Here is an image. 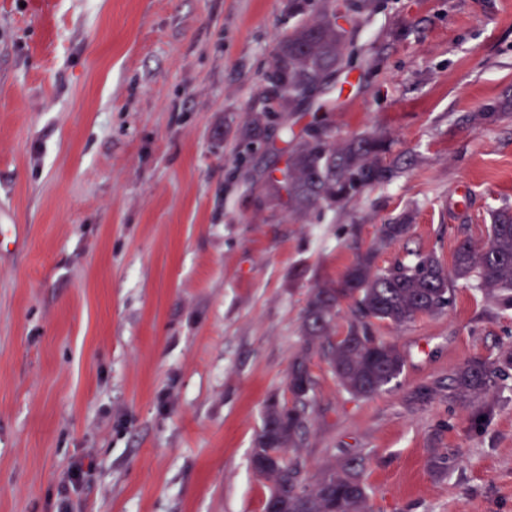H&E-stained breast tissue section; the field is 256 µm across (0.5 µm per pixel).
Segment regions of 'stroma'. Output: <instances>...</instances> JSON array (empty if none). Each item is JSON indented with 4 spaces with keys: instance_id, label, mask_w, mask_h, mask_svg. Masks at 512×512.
<instances>
[{
    "instance_id": "obj_1",
    "label": "stroma",
    "mask_w": 512,
    "mask_h": 512,
    "mask_svg": "<svg viewBox=\"0 0 512 512\" xmlns=\"http://www.w3.org/2000/svg\"><path fill=\"white\" fill-rule=\"evenodd\" d=\"M297 21L288 0H0V512H264L251 457L312 288L380 225L409 231L378 266H448L512 211V106L477 118L512 103V0H375L324 105L244 143ZM286 124L383 138L389 179L290 214L266 192ZM372 334L404 369L357 397L312 358L290 457L312 479L363 459L374 512H512V378L479 432L448 399L456 366L512 345V311L460 281L447 311Z\"/></svg>"
}]
</instances>
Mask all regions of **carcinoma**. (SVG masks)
Segmentation results:
<instances>
[{"instance_id":"obj_1","label":"carcinoma","mask_w":512,"mask_h":512,"mask_svg":"<svg viewBox=\"0 0 512 512\" xmlns=\"http://www.w3.org/2000/svg\"><path fill=\"white\" fill-rule=\"evenodd\" d=\"M328 0L318 5L317 15L297 24L280 40L271 69L255 100L257 111L248 114L242 139L261 132L268 114L275 111L278 91L288 93L283 112H300L316 88L342 68L348 36L327 15ZM285 178L288 210L306 214L322 204L334 206L383 182L390 174L384 161L385 142L376 136H355L337 141L327 133L300 140L290 139ZM409 225L383 224L374 246L360 253L338 282L312 289L303 311L304 348L288 375L291 402L269 404L252 461L270 484L268 503L279 512H371L369 492L360 477L361 464L349 460L329 468L312 488L303 485L302 470L287 452L305 428L313 403L314 379L310 356L317 352L350 394L368 397L395 379L405 364L396 345L371 336L373 320L404 326L423 315L444 311L452 304V284L472 283L483 297L500 310H512V213L499 212L488 226L481 246L469 240L458 243L447 271L431 250L410 262L390 267L375 266L379 249L402 239ZM351 304L356 321L344 336L332 335L338 307ZM512 371V347L499 350L493 359L464 361L453 372L448 399L472 409L476 430L489 416L484 399L499 388V380Z\"/></svg>"}]
</instances>
